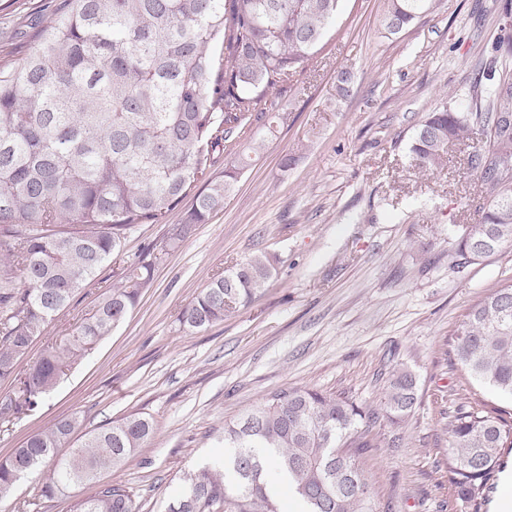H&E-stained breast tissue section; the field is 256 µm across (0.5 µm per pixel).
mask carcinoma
<instances>
[{
    "label": "carcinoma",
    "instance_id": "obj_1",
    "mask_svg": "<svg viewBox=\"0 0 512 512\" xmlns=\"http://www.w3.org/2000/svg\"><path fill=\"white\" fill-rule=\"evenodd\" d=\"M342 0H63L54 17L31 28L34 48L20 60L0 54V429L36 409L65 370L137 306L155 266L224 208V195L286 113L263 111L270 91L306 70L335 22ZM433 0H390L385 25L398 33ZM485 107L442 102L410 139L413 166L433 172L451 145L466 146V174L486 192L474 224L456 235V267L512 243V34L494 46L475 77ZM256 126L248 150L211 169ZM176 224L168 216L187 197ZM147 224H164L162 245L126 261L120 282L72 332L47 345L20 371L36 339L100 269ZM273 275L258 253L213 278L181 311L189 331L208 328L261 294ZM458 363L483 385L512 398V282L489 290L455 334ZM416 376L393 366L383 400L359 404L345 394L281 389L224 426V457L192 470L166 512H286V486L303 512H380L359 452L370 429L398 428L419 406ZM80 425L63 418L0 458V502L45 462L38 497L53 499L95 482L75 512H138L135 494L100 482L154 435L137 413L84 434L61 455ZM448 476L465 512H488L498 474L512 455V421L466 398L448 422Z\"/></svg>",
    "mask_w": 512,
    "mask_h": 512
}]
</instances>
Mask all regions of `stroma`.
<instances>
[{
  "instance_id": "35a3bbf8",
  "label": "stroma",
  "mask_w": 512,
  "mask_h": 512,
  "mask_svg": "<svg viewBox=\"0 0 512 512\" xmlns=\"http://www.w3.org/2000/svg\"><path fill=\"white\" fill-rule=\"evenodd\" d=\"M59 0H0V51L24 55L27 31ZM499 0H435L400 33L383 21L388 0H345L309 67L269 101L288 121L227 192L224 208L155 268L127 320L68 370L37 409L0 432V457L32 433L79 416L71 442L138 413L150 443L103 481L130 487L139 512H164L194 466L223 453L224 426L285 388L346 393L375 405L392 365L418 378L420 405L389 447L387 426L360 461L385 512H464L439 465L448 418L461 398L512 417V399L477 384L453 359L454 333L490 288L512 279V243L453 266L457 227L484 203L451 150L440 172L412 168L410 136L441 102L471 106L473 71L489 62L502 24ZM350 70L349 95L336 76ZM296 155L293 168L281 167ZM274 260L268 288L201 331L178 316L212 278L253 254ZM117 257L37 340L65 336L109 293Z\"/></svg>"
}]
</instances>
